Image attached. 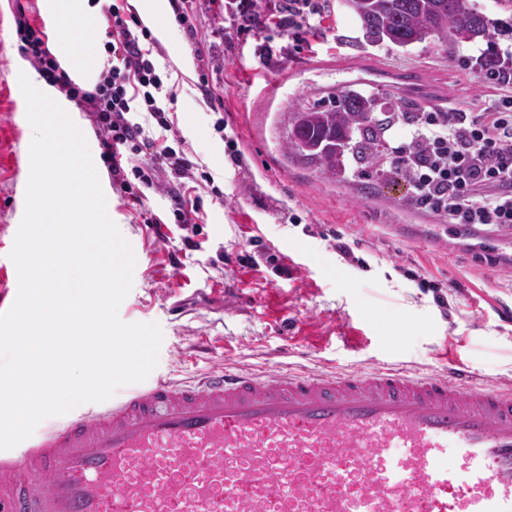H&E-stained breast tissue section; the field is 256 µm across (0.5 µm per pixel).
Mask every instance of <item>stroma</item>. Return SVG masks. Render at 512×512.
<instances>
[{"instance_id": "35a3bbf8", "label": "stroma", "mask_w": 512, "mask_h": 512, "mask_svg": "<svg viewBox=\"0 0 512 512\" xmlns=\"http://www.w3.org/2000/svg\"><path fill=\"white\" fill-rule=\"evenodd\" d=\"M319 16L302 41L288 38L269 11L241 29L232 10L191 0L188 36L173 7L171 42L155 62L176 93L167 110L195 167L214 176L199 193L194 245L171 223L165 192L146 190L132 206L115 184L87 112L76 118L87 139L107 208L136 258L133 286L119 307L126 323H158L157 373L192 378L213 367L260 373L269 352L298 346L280 361L307 369H368L397 362L442 371L445 356L483 382L512 386V231L449 224L405 202L397 181L378 186L371 170L350 169L338 183L288 160L286 113L345 89L418 112L491 101L494 83L435 42L409 50L362 42L345 0H316ZM44 20L43 0H0V253L9 254L24 214L30 124L21 119L22 43L15 17ZM190 70H181L179 56ZM413 75L415 87L402 78ZM214 87L220 102L205 87ZM237 142L242 166L227 144ZM162 223H152V216ZM359 261L344 262L335 240ZM255 256L244 266L241 254Z\"/></svg>"}]
</instances>
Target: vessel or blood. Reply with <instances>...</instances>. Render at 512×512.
<instances>
[{"label": "vessel or blood", "mask_w": 512, "mask_h": 512, "mask_svg": "<svg viewBox=\"0 0 512 512\" xmlns=\"http://www.w3.org/2000/svg\"><path fill=\"white\" fill-rule=\"evenodd\" d=\"M0 512H512V388L459 365L159 376L0 450Z\"/></svg>", "instance_id": "vessel-or-blood-1"}]
</instances>
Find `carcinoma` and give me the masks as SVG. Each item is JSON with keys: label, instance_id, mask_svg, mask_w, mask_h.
Instances as JSON below:
<instances>
[{"label": "carcinoma", "instance_id": "obj_1", "mask_svg": "<svg viewBox=\"0 0 512 512\" xmlns=\"http://www.w3.org/2000/svg\"><path fill=\"white\" fill-rule=\"evenodd\" d=\"M363 37L374 45L397 47L438 41L450 52L479 42L492 43L495 22L469 0H346ZM468 62L490 75L507 70L488 48ZM378 100L344 90L327 100L289 113L286 150L292 159L324 176L346 179L347 163H367L383 179L401 178L398 168L383 169L386 156L384 122Z\"/></svg>", "mask_w": 512, "mask_h": 512}]
</instances>
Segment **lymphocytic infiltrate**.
Returning a JSON list of instances; mask_svg holds the SVG:
<instances>
[{
    "mask_svg": "<svg viewBox=\"0 0 512 512\" xmlns=\"http://www.w3.org/2000/svg\"><path fill=\"white\" fill-rule=\"evenodd\" d=\"M108 60L93 90L72 82L49 57L43 32L26 15L15 19L23 49L49 81L59 85L89 112L116 181H123L121 146L141 158L133 166L145 189L172 196V212L181 230L193 224L185 194L191 185L211 182L210 173H195L183 150L167 145L174 130L161 99H174L146 46L149 30L129 19L118 5L106 11ZM500 97L472 111L397 116L389 164L405 171L411 206L448 219L452 224H492L512 230V75L503 80Z\"/></svg>",
    "mask_w": 512,
    "mask_h": 512,
    "instance_id": "f902f5d3",
    "label": "lymphocytic infiltrate"
}]
</instances>
